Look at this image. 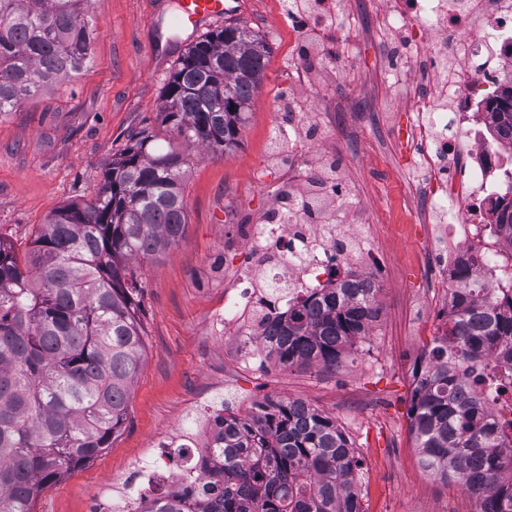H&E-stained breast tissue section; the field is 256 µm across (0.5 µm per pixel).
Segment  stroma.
<instances>
[{
    "mask_svg": "<svg viewBox=\"0 0 512 512\" xmlns=\"http://www.w3.org/2000/svg\"><path fill=\"white\" fill-rule=\"evenodd\" d=\"M335 2L338 15L355 16L356 32L336 65L306 60L310 80L295 100L320 107L323 153L350 190L344 219L375 243L379 321L333 373L288 369L262 353L246 361L236 332L212 329L225 291L241 280L243 225L261 223L286 187L270 160L269 134L288 105L289 54L299 35L283 0H243L228 20L267 41L265 76L237 147L223 154L190 147L186 234L141 264L145 355L127 419L97 458L44 487L34 512H85L106 479L150 458L159 433L186 428L193 413L220 400L242 414L268 397L301 399L336 419L360 460L364 512H475L466 493L421 469L408 431L412 369L448 311V290L425 257L447 254L448 238L424 224L408 187L413 159L399 134L412 111L405 87L387 78L403 39L373 22L385 0ZM174 10L175 0H93L87 67L0 116L1 239L27 248L49 215L91 193L131 132L167 138L159 119L166 79L186 47L219 26L185 28L175 47L152 58L157 20Z\"/></svg>",
    "mask_w": 512,
    "mask_h": 512,
    "instance_id": "35a3bbf8",
    "label": "stroma"
}]
</instances>
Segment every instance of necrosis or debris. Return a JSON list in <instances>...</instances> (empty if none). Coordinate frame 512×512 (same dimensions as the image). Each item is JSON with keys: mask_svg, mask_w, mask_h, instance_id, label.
<instances>
[{"mask_svg": "<svg viewBox=\"0 0 512 512\" xmlns=\"http://www.w3.org/2000/svg\"><path fill=\"white\" fill-rule=\"evenodd\" d=\"M379 24L407 34V46L388 72L396 84H410L420 67H427L434 90L409 99L414 121L407 143L418 152L415 191L428 211L452 204L462 222L452 231L461 242L447 262L435 264L449 288L459 285L461 249L476 247L481 257L475 271L493 269L502 277L506 244L486 239L483 209L492 200L512 199V141L495 132L491 97L475 98L480 86L512 83V0H396L378 16ZM249 260L241 288L226 292L215 327H237L243 341L259 339L265 316L287 307L302 289L325 287L347 273H367L373 266L374 245L354 224L286 221L272 206L259 224L242 228ZM277 281L283 290L266 291L264 282ZM212 426L200 421L190 456L178 452L187 440L174 428L157 437L155 453L133 465L121 477L103 483L87 512H145L148 500L141 487H161L164 495L180 493L199 472V460L210 442Z\"/></svg>", "mask_w": 512, "mask_h": 512, "instance_id": "1", "label": "necrosis or debris"}]
</instances>
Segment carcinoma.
Masks as SVG:
<instances>
[{
	"mask_svg": "<svg viewBox=\"0 0 512 512\" xmlns=\"http://www.w3.org/2000/svg\"><path fill=\"white\" fill-rule=\"evenodd\" d=\"M92 0H0V116L92 58ZM266 42L228 24L177 59L163 88L166 146L141 131L88 199L40 225L20 254L0 238V512H34L47 484L109 447L126 419L144 356L142 285L132 262L187 229L182 146L239 143L260 88ZM497 125L512 137V92ZM484 225L512 247V201ZM380 286L351 274L274 315L261 338L282 366L337 370L380 317ZM512 395V288L478 277L456 289L413 370L409 434L420 466L480 504L512 512V419L488 402ZM212 461L181 496L147 512H363L352 443L336 419L299 399L256 402L214 419Z\"/></svg>",
	"mask_w": 512,
	"mask_h": 512,
	"instance_id": "carcinoma-1",
	"label": "carcinoma"
}]
</instances>
